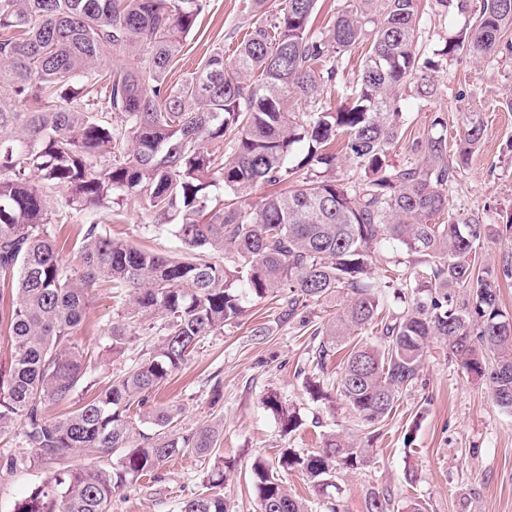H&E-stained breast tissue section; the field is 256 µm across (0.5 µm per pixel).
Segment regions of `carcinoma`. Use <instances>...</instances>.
I'll return each instance as SVG.
<instances>
[{
	"mask_svg": "<svg viewBox=\"0 0 512 512\" xmlns=\"http://www.w3.org/2000/svg\"><path fill=\"white\" fill-rule=\"evenodd\" d=\"M259 15L231 62L213 50L180 84H168L203 10V0H0V330L12 352L0 367V440L21 425L32 455L5 471L54 468L14 512H110L112 496L170 459L215 456L223 429L178 428L181 408L159 406L137 421L158 388L185 366L198 345L238 321L245 304L273 301L282 316L337 293L342 312L312 336L310 363L324 370L345 338L375 340L344 355L335 391L367 428L390 415L418 381L429 348L491 392L512 413V317L498 281L512 261L478 272L471 255L498 230L472 215L448 213V193L483 135L475 112L448 154V119L416 142L420 158L389 162L404 134L401 102L412 83L431 93L434 61L418 46L421 0H350L324 30H312L318 0H251ZM512 0H481L468 27L448 35L442 55L476 60L512 45ZM366 45L346 104H320L336 81L329 61ZM138 60L128 67L112 56ZM300 97L307 109L295 111ZM359 169L338 178L327 145ZM278 186L255 204L261 186ZM66 192L55 213L46 191ZM134 200L153 213L186 252L167 258L129 246L98 223L85 225L76 264L60 256L53 225L70 211ZM406 251L407 264L369 280L384 244ZM224 255V261L216 255ZM108 286L124 304L109 350L119 357L138 330L160 340L140 362L98 387L91 355L75 340L86 309ZM404 304L383 315L387 291ZM65 405L51 416L47 407ZM263 407L288 435L303 424L276 392ZM149 425V432L139 425ZM373 449L331 430L321 448H283L276 462L256 456L248 479L260 512H309L283 480L305 474L343 512L339 475L360 469ZM89 460L73 465L70 457ZM218 459L203 491L179 512H236L221 486ZM365 512H429L427 503L371 490Z\"/></svg>",
	"mask_w": 512,
	"mask_h": 512,
	"instance_id": "carcinoma-1",
	"label": "carcinoma"
}]
</instances>
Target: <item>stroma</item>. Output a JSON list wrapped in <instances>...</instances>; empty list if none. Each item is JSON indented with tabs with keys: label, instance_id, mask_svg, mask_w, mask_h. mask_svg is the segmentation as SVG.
<instances>
[{
	"label": "stroma",
	"instance_id": "obj_1",
	"mask_svg": "<svg viewBox=\"0 0 512 512\" xmlns=\"http://www.w3.org/2000/svg\"><path fill=\"white\" fill-rule=\"evenodd\" d=\"M250 0H206L196 28L170 74L178 84L195 72L215 48L232 57L237 43L251 31L256 18ZM467 11L423 0L426 21L420 41L427 53L442 49L448 35L471 20L480 0H467ZM440 70L431 97H419L407 87L402 105L413 135L431 129L435 116L448 118L449 131L461 126L467 112L478 113L484 134L477 151L449 194V210L479 217L500 228V235L472 255L476 267L496 266L512 258V51L482 61L458 55L440 57ZM98 222L131 246L168 256L181 253L171 235L158 232L150 212L137 204L113 206L111 211L73 213L60 232L62 256L73 262L84 224ZM120 308L110 289L98 292L79 326L76 338L84 347L101 352L99 377L108 384L112 373L126 369L156 341L142 335L124 355L112 357L102 349L110 342ZM265 325L267 336L255 340L251 330ZM313 339L298 323L280 317L275 304L249 305L240 325L208 337L192 359L162 386L155 404H177L179 426L194 429L209 423L223 426L219 453L235 464L236 475L224 489L237 512H258L245 473L256 454L276 459L280 450L319 448L321 434L330 429L357 432L358 426L338 397L315 402L306 394L303 371L309 370ZM221 381L224 397L214 401L211 388ZM274 391L299 408L304 426L283 435L262 400ZM370 463L343 475L345 512H363L368 489L386 488L396 497L425 501L430 512H512V413L503 412L488 389L469 377L440 350H429L417 384L401 395L372 440ZM213 458L187 455L171 459L157 479L141 478L135 486L116 492L110 512H178V504L197 493Z\"/></svg>",
	"mask_w": 512,
	"mask_h": 512
}]
</instances>
